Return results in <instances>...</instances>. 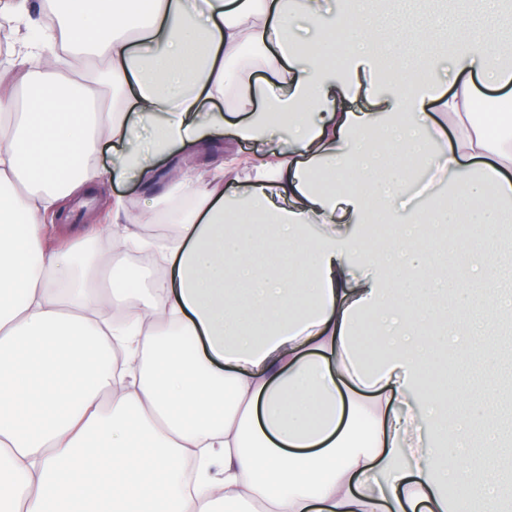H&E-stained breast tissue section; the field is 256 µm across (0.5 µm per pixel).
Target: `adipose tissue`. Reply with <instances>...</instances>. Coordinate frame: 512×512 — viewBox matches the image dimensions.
<instances>
[{"label":"adipose tissue","instance_id":"ef3b65f1","mask_svg":"<svg viewBox=\"0 0 512 512\" xmlns=\"http://www.w3.org/2000/svg\"><path fill=\"white\" fill-rule=\"evenodd\" d=\"M505 2L452 18L401 0L384 15L371 0H0L15 35L0 69V512H503L504 473L447 453L475 426L499 448L496 388L444 389L452 409L480 399L452 426L423 381L443 345L482 347L485 312L512 307L494 282L512 275L497 261L512 111L494 98L474 113L472 83L512 85ZM343 18L356 47L337 64L315 41ZM455 21L469 33L445 91L431 48ZM249 54L278 85L251 92L237 66ZM232 80L234 136L266 140L281 113L287 145L227 160L256 172L230 197L223 175L169 170L158 206L186 192L193 206L159 242L163 271H139L147 297L123 286L143 243L124 198L100 231L108 285L84 256L85 225L44 248L46 214L101 182L149 183L222 134L223 112L204 103ZM359 94L369 110L345 111ZM434 104L456 119L452 142L424 135ZM410 160L457 182L451 205L403 221ZM377 213L394 230L370 245L355 227ZM450 224L470 243L439 279L429 244ZM450 288L458 308L432 335ZM373 318L370 348L359 334Z\"/></svg>","mask_w":512,"mask_h":512}]
</instances>
